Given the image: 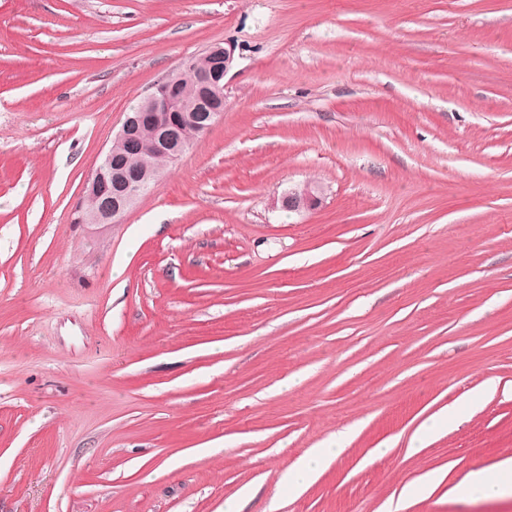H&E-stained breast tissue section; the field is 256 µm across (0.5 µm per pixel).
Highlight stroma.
<instances>
[{
    "instance_id": "stroma-1",
    "label": "stroma",
    "mask_w": 512,
    "mask_h": 512,
    "mask_svg": "<svg viewBox=\"0 0 512 512\" xmlns=\"http://www.w3.org/2000/svg\"><path fill=\"white\" fill-rule=\"evenodd\" d=\"M225 41L221 121L78 223L126 112ZM510 457L512 0H0V512H383L430 471L406 512H512L448 493ZM325 187L318 183H307L288 189L281 197V207L288 212L314 209L321 203ZM457 421L458 417L453 406H448L425 417L419 424L410 441L409 450L418 451L432 434L444 427L449 420ZM344 434L336 440V448H310L300 461L284 476L288 489L294 492L302 491L317 475L319 470L343 451L347 440ZM445 477V473L431 472L408 484L402 489L397 500H391L387 504L385 512H403L413 500L428 498Z\"/></svg>"
}]
</instances>
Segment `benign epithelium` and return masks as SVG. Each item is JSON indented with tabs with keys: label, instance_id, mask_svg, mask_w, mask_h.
I'll use <instances>...</instances> for the list:
<instances>
[{
	"label": "benign epithelium",
	"instance_id": "7a95c632",
	"mask_svg": "<svg viewBox=\"0 0 512 512\" xmlns=\"http://www.w3.org/2000/svg\"><path fill=\"white\" fill-rule=\"evenodd\" d=\"M235 47L226 43L214 45L189 63L201 68V87L193 99L175 95L178 82L173 72L159 80L154 90L127 113L126 118L102 163L88 179L86 189L99 201L96 213L87 222L98 220L114 223L148 189L145 178H130L121 170H112V157L122 155L133 165L143 145L138 130L147 121L155 138L148 149L176 159L191 145V135L208 132L223 116L224 77L234 61ZM325 187L307 183L288 189L281 197V207L289 212L314 209L321 203Z\"/></svg>",
	"mask_w": 512,
	"mask_h": 512
}]
</instances>
